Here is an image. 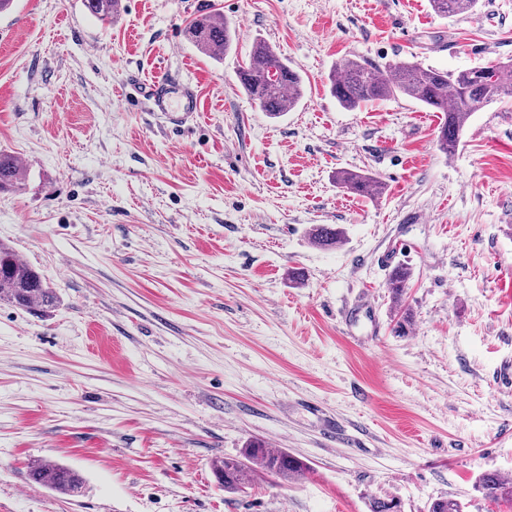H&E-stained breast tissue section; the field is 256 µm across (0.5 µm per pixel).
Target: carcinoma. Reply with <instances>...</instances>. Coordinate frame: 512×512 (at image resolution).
<instances>
[{
  "label": "carcinoma",
  "instance_id": "carcinoma-1",
  "mask_svg": "<svg viewBox=\"0 0 512 512\" xmlns=\"http://www.w3.org/2000/svg\"><path fill=\"white\" fill-rule=\"evenodd\" d=\"M86 8L100 21L112 20L117 0H84ZM478 0H429L434 13L453 17L475 9ZM188 41L202 53L216 59L232 46V34L221 17H202L188 23ZM241 83L250 97L259 101L263 111L278 117L290 111L302 95V77L288 62L282 60L266 43L253 47L249 67L240 73ZM331 94L339 105L348 110L362 104L405 95L429 110L443 113L438 126L437 146L448 155L456 151L472 112L507 97H512V62L495 66H480L457 72L424 67L416 62H401L389 67L382 75L378 68L357 60H349L333 74ZM21 180L16 158L0 153V189ZM336 184L350 192L377 197L384 184L366 172L339 170ZM312 240L324 247L338 244L342 229L332 224H316L310 231ZM408 268L398 266L389 277L394 304L402 305ZM22 308H47L57 303L55 291L43 276L28 263L20 260L12 248L0 244V298ZM306 469L305 463L280 450L252 441L237 457L216 461V478L230 492L250 486L258 473L280 480L292 479ZM31 481L73 496L83 487L82 477L73 469L51 460H38L29 467ZM478 489L495 503L512 505V479L497 472H484L478 478Z\"/></svg>",
  "mask_w": 512,
  "mask_h": 512
}]
</instances>
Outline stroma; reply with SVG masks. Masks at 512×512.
Instances as JSON below:
<instances>
[{
	"label": "stroma",
	"instance_id": "1",
	"mask_svg": "<svg viewBox=\"0 0 512 512\" xmlns=\"http://www.w3.org/2000/svg\"><path fill=\"white\" fill-rule=\"evenodd\" d=\"M223 16L214 60L187 40ZM303 96L273 119L242 88L255 42ZM348 60L459 71L512 60V0H13L0 13V242L58 295L0 300V512H512V99L474 112L453 155L442 115L398 96L354 110ZM165 72L201 110L175 129L141 83ZM385 185L361 197L340 169ZM335 224L336 246L308 232ZM410 269L403 307L389 292ZM304 274L289 279L291 270ZM413 322L394 328L403 308ZM301 459L284 485L224 491L215 460L252 440ZM49 459L80 494L32 482ZM478 0H429V4L434 13L453 17L472 12L477 6ZM188 41L209 57L222 59L232 46V34L222 17H202L192 20L186 28ZM478 489L495 503L512 506V479H506L497 472H484L478 478Z\"/></svg>",
	"mask_w": 512,
	"mask_h": 512
}]
</instances>
